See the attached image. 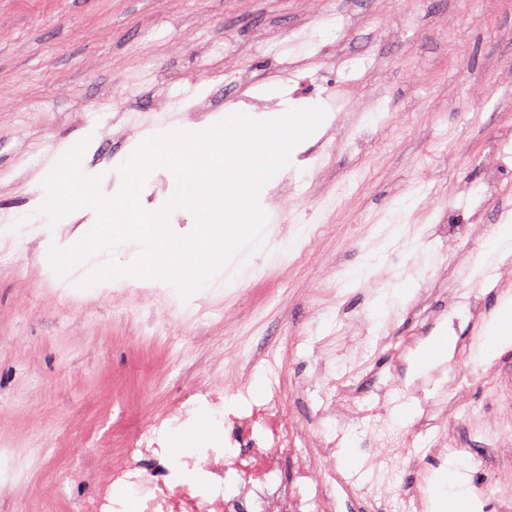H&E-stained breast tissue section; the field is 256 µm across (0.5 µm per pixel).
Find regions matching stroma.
Here are the masks:
<instances>
[{"label": "stroma", "mask_w": 512, "mask_h": 512, "mask_svg": "<svg viewBox=\"0 0 512 512\" xmlns=\"http://www.w3.org/2000/svg\"><path fill=\"white\" fill-rule=\"evenodd\" d=\"M336 11L354 19L344 44H290L289 30L321 27ZM341 56L371 67L343 120L329 95L345 78ZM274 85L282 97L268 96ZM508 85L512 0H0V512H80L109 489L132 428L202 383L261 393L263 378L241 357L274 348L285 351L288 412L309 445L343 429L357 459L346 473L369 484L362 424L342 428L318 411L322 368H347L345 323L373 338L377 374L364 391L394 367L390 342L439 333L455 346L423 372L435 383L429 397L458 369L471 378L469 398H486L493 380L507 389L512 346L478 361L465 339L512 295L507 260L477 276L470 265L512 216V175L479 214L459 198L482 182L493 141L512 138ZM219 94L272 112L286 99L324 106L319 135L265 191V251L229 285L186 301L130 286L70 298L46 268L48 251L75 242L91 216L72 212L19 243L9 227L42 204L54 157L87 141L84 172L116 193L118 166L148 130L221 120L206 111ZM436 220L452 226L453 242L430 237ZM471 294L485 315L462 304ZM417 301L443 321L410 314ZM157 330L177 337L190 369L171 368ZM300 334L322 341L320 353L285 350ZM443 431L449 461L404 473L395 494L414 485L425 504L447 497L439 475L465 471L488 428L452 411ZM37 439L38 460L26 453ZM54 485L64 492L52 498Z\"/></svg>", "instance_id": "35a3bbf8"}]
</instances>
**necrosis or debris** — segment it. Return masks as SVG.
Here are the masks:
<instances>
[{
    "instance_id": "1",
    "label": "necrosis or debris",
    "mask_w": 512,
    "mask_h": 512,
    "mask_svg": "<svg viewBox=\"0 0 512 512\" xmlns=\"http://www.w3.org/2000/svg\"><path fill=\"white\" fill-rule=\"evenodd\" d=\"M367 349V343H358L351 372L338 376L327 371L323 378L332 394L324 403L327 415H335L341 405L349 418L366 422L370 465L376 478L371 490L357 491L353 480L338 469L340 439L335 434L323 435L317 447H308L305 429L283 409L285 389L277 370L280 356L271 350L262 358L244 359L247 372H264V394L241 391L228 402L223 394L203 384L189 400L136 428L129 448L113 466L112 480L122 488L138 489V497L105 491L90 503L89 512H337L336 494L340 491L358 495L364 512H388L394 474L419 467L410 452L411 433L389 427L392 406L403 399L422 400L423 412L415 427L425 431L442 422L448 399H426L425 381L410 382L393 372L371 400H364L361 361ZM195 404L226 411L224 425L230 438L212 440L204 452L171 461L169 431L190 429L189 410ZM241 441L250 445V452L225 451L226 443ZM472 465L492 470L485 483L476 486V494L496 498L498 512H512V493L505 484L506 478H512V448L501 449L493 465H486L478 455Z\"/></svg>"
}]
</instances>
